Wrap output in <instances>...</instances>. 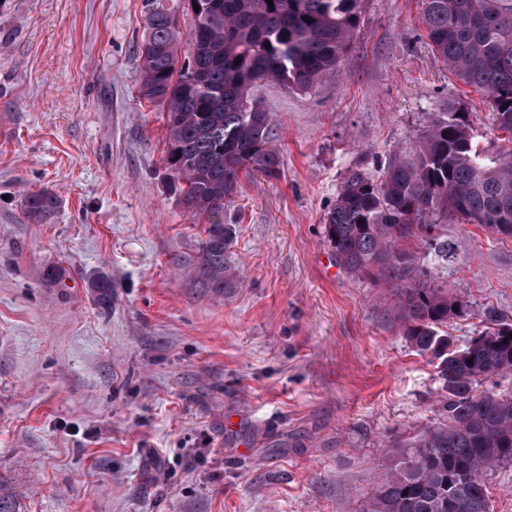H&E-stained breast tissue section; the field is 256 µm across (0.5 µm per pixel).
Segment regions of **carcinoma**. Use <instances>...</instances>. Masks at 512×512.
<instances>
[{"instance_id": "1", "label": "carcinoma", "mask_w": 512, "mask_h": 512, "mask_svg": "<svg viewBox=\"0 0 512 512\" xmlns=\"http://www.w3.org/2000/svg\"><path fill=\"white\" fill-rule=\"evenodd\" d=\"M143 2L137 92L162 109L166 169L202 226L196 255L173 264L223 296L237 284L236 225L224 222V204L241 176L275 178L281 164L275 124L250 90L275 81L308 92L338 74L364 0ZM180 9L192 19L185 35ZM421 24L451 74L488 93L498 130L512 137V0H422ZM54 204L52 193H33L27 217L39 221ZM440 216L512 236V149L485 157L457 112L440 113L410 150L391 154L380 178L349 168L324 215L336 264L394 297L392 324L438 361L444 391V421L393 442L392 465L362 512H490L482 476L512 463V393L476 388L512 373V324L490 314L469 344L452 347L445 328L462 304L429 262L450 252L434 236Z\"/></svg>"}]
</instances>
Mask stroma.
<instances>
[{
    "mask_svg": "<svg viewBox=\"0 0 512 512\" xmlns=\"http://www.w3.org/2000/svg\"><path fill=\"white\" fill-rule=\"evenodd\" d=\"M421 0H366L338 76L253 90L277 177L242 179L236 288L171 265L201 232L140 101L142 0H7L0 10V498L18 512H362L393 438L441 420L435 361L348 276L323 217L348 168L379 175L435 113H466L489 156L512 148L486 91L432 52ZM52 190L42 222L24 199ZM437 282L463 312L512 323V236L440 219ZM60 265L62 282L45 279ZM112 280V303L93 287Z\"/></svg>",
    "mask_w": 512,
    "mask_h": 512,
    "instance_id": "35a3bbf8",
    "label": "stroma"
}]
</instances>
